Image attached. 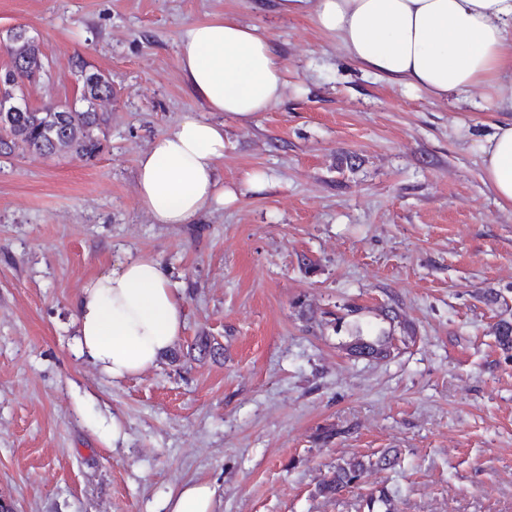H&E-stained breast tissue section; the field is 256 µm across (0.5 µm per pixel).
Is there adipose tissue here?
Returning a JSON list of instances; mask_svg holds the SVG:
<instances>
[{
    "mask_svg": "<svg viewBox=\"0 0 512 512\" xmlns=\"http://www.w3.org/2000/svg\"><path fill=\"white\" fill-rule=\"evenodd\" d=\"M287 17H311L335 34L346 56L387 80L438 100L467 102L484 91L512 111V0H276ZM181 76L207 111L246 120L280 101L286 66L267 34L227 15L186 25ZM483 179L512 206V122L473 140ZM224 126L184 115L157 137L136 167L137 201L156 224H189L233 204L218 162ZM82 354L115 380L141 373L181 335L185 298L150 255L126 258L87 281L75 301Z\"/></svg>",
    "mask_w": 512,
    "mask_h": 512,
    "instance_id": "ef3b65f1",
    "label": "adipose tissue"
}]
</instances>
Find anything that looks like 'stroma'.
Instances as JSON below:
<instances>
[{"mask_svg":"<svg viewBox=\"0 0 512 512\" xmlns=\"http://www.w3.org/2000/svg\"><path fill=\"white\" fill-rule=\"evenodd\" d=\"M231 14L268 33L284 98L242 122L207 113L178 38ZM25 26L47 65L31 108L75 104L83 58L109 78L97 157L0 155V502L11 512H166L188 483L213 512H512V209L470 147L512 117L387 82L310 17L271 0H0V38ZM186 114L224 123L235 204L154 224L140 154ZM268 184L253 191L250 174ZM148 254L185 296L180 361L111 379L80 355L72 303L90 278ZM396 309L394 356L357 360L325 312ZM217 358L186 351L196 337ZM332 431L323 439V431ZM400 466L317 494L349 458Z\"/></svg>","mask_w":512,"mask_h":512,"instance_id":"obj_1","label":"stroma"}]
</instances>
